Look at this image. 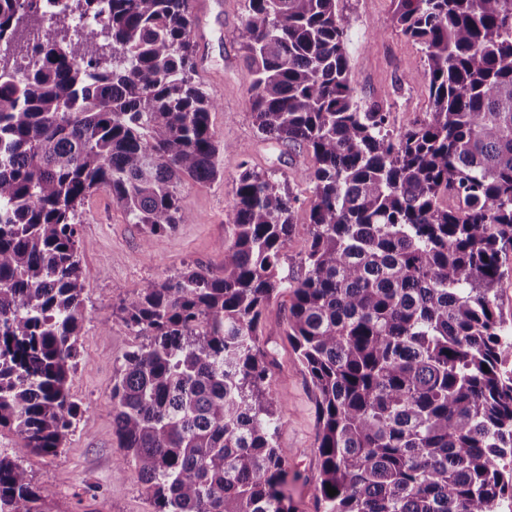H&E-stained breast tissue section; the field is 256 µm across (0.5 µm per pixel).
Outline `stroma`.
I'll return each instance as SVG.
<instances>
[{
    "label": "stroma",
    "instance_id": "1",
    "mask_svg": "<svg viewBox=\"0 0 512 512\" xmlns=\"http://www.w3.org/2000/svg\"><path fill=\"white\" fill-rule=\"evenodd\" d=\"M206 3L205 12L193 15L200 33L199 78L219 103L211 123L230 150L221 156L220 177L205 183L187 179L180 186L181 205L195 215L194 223L145 237L141 226L131 223L104 189L91 193L79 209L76 247L85 285V319L70 393L81 413L58 455H29L23 461L50 512H152L134 472L120 468L124 451L112 433V378L122 356L137 343L117 308L146 283L186 267L221 271V244L233 217L232 187L240 162L276 171L300 200L283 270L297 273L308 247L309 160L300 150L262 137L248 108L252 73L233 38L245 0ZM338 8L350 24V64L360 105H378L394 128L424 118L430 110L424 56L417 43L394 27L392 0H339ZM287 316L288 298L282 295L267 308L264 327L276 359L272 389L287 403L278 443L291 469L300 474L288 482V502L294 512H323L314 453L318 428L314 392L283 333Z\"/></svg>",
    "mask_w": 512,
    "mask_h": 512
}]
</instances>
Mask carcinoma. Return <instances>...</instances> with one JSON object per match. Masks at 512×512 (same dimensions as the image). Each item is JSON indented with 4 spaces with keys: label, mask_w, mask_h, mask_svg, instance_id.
Masks as SVG:
<instances>
[{
    "label": "carcinoma",
    "mask_w": 512,
    "mask_h": 512,
    "mask_svg": "<svg viewBox=\"0 0 512 512\" xmlns=\"http://www.w3.org/2000/svg\"><path fill=\"white\" fill-rule=\"evenodd\" d=\"M422 47L430 112L361 107L338 0H246L233 37L258 131L310 160L309 246L281 259L286 182L235 179L224 267H188L119 308L140 342L112 430L153 512H291L285 401L263 315L315 390L324 512H497L512 499V0H393ZM0 512H45L23 459L76 428L85 319L78 207L106 189L148 235L192 224L188 177L221 173L188 0H0ZM488 370H483V367ZM337 494H328L327 487ZM503 276L498 285L496 312L507 324L512 322V252L508 251L502 259Z\"/></svg>",
    "instance_id": "1"
}]
</instances>
